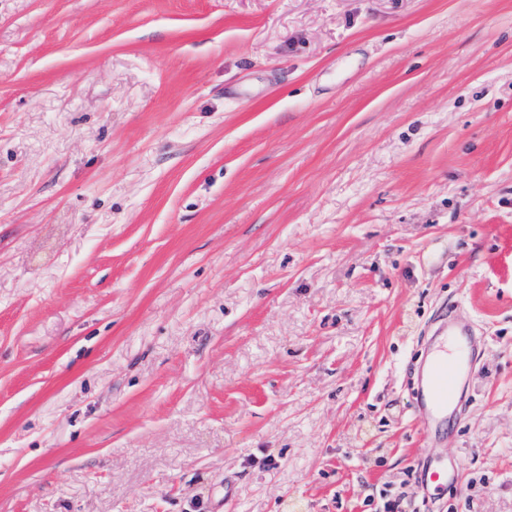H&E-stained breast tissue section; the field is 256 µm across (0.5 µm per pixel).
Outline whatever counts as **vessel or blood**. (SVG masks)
<instances>
[{
  "mask_svg": "<svg viewBox=\"0 0 512 512\" xmlns=\"http://www.w3.org/2000/svg\"><path fill=\"white\" fill-rule=\"evenodd\" d=\"M478 347L469 325L446 321L431 340L430 356L418 374L414 405L426 413L428 424L448 423L454 413L458 388L473 369ZM418 481L436 489L460 483L461 467L456 460L430 457L416 466Z\"/></svg>",
  "mask_w": 512,
  "mask_h": 512,
  "instance_id": "b4317fda",
  "label": "vessel or blood"
}]
</instances>
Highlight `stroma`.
Returning a JSON list of instances; mask_svg holds the SVG:
<instances>
[{
	"label": "stroma",
	"mask_w": 512,
	"mask_h": 512,
	"mask_svg": "<svg viewBox=\"0 0 512 512\" xmlns=\"http://www.w3.org/2000/svg\"><path fill=\"white\" fill-rule=\"evenodd\" d=\"M0 512H512V0H0ZM478 347L469 325L448 320L431 340L430 356L419 371L414 407L427 424L443 427L456 411L459 385L473 369ZM418 481L425 487L440 489L448 486H459L461 467L459 463L448 457L445 462L441 458L430 457L420 460L416 466Z\"/></svg>",
	"instance_id": "35a3bbf8"
}]
</instances>
